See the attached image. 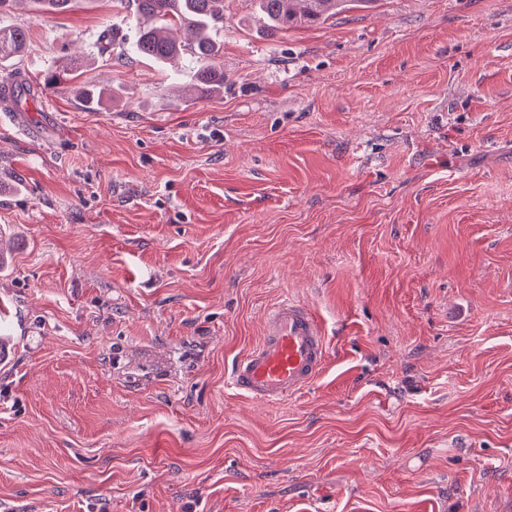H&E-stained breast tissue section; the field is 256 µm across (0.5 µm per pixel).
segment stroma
<instances>
[{
    "mask_svg": "<svg viewBox=\"0 0 512 512\" xmlns=\"http://www.w3.org/2000/svg\"><path fill=\"white\" fill-rule=\"evenodd\" d=\"M17 26L0 512H512V0L276 33L224 0V86L197 98L112 0ZM285 298L326 369L245 399L232 365Z\"/></svg>",
    "mask_w": 512,
    "mask_h": 512,
    "instance_id": "stroma-1",
    "label": "stroma"
}]
</instances>
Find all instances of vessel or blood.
Instances as JSON below:
<instances>
[{
    "label": "vessel or blood",
    "instance_id": "obj_1",
    "mask_svg": "<svg viewBox=\"0 0 512 512\" xmlns=\"http://www.w3.org/2000/svg\"><path fill=\"white\" fill-rule=\"evenodd\" d=\"M326 355L315 315L285 299L266 313L261 340L235 362L229 383L248 399L274 404L308 387L324 369Z\"/></svg>",
    "mask_w": 512,
    "mask_h": 512
}]
</instances>
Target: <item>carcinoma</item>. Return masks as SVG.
I'll return each mask as SVG.
<instances>
[{
	"label": "carcinoma",
	"mask_w": 512,
	"mask_h": 512,
	"mask_svg": "<svg viewBox=\"0 0 512 512\" xmlns=\"http://www.w3.org/2000/svg\"><path fill=\"white\" fill-rule=\"evenodd\" d=\"M375 0H259L263 23L270 31L310 25L352 6H365ZM31 3L38 12H60L72 0H0V13L16 4ZM136 14L145 20L133 42L135 52L156 63L190 56L196 63L194 88L197 91L224 87V67L217 61L221 44L216 39L224 28V0H134ZM190 31L191 38L181 43L171 37V27ZM27 30L15 27L0 30V64L23 54ZM79 96L88 110H95L101 91L94 85L83 87Z\"/></svg>",
	"instance_id": "1"
}]
</instances>
